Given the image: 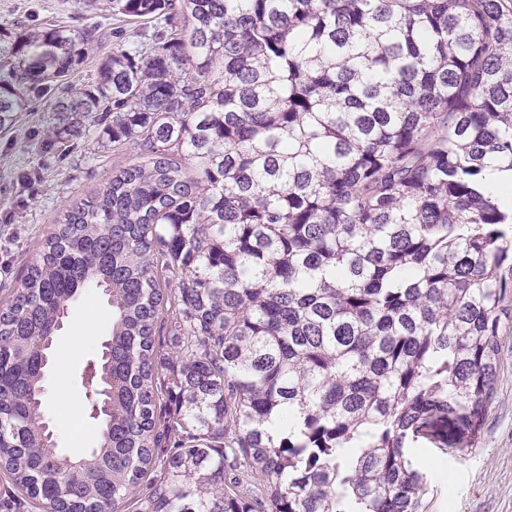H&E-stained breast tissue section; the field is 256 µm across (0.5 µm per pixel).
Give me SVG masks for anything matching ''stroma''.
Here are the masks:
<instances>
[{
  "label": "stroma",
  "mask_w": 512,
  "mask_h": 512,
  "mask_svg": "<svg viewBox=\"0 0 512 512\" xmlns=\"http://www.w3.org/2000/svg\"><path fill=\"white\" fill-rule=\"evenodd\" d=\"M0 26L15 34L52 26L91 31L87 56L68 78L76 90L91 84L113 48L135 41L141 28L108 9L76 12L72 0H0ZM59 94L54 87L30 93L27 110L0 127V307L21 287L55 225L136 157L134 147L113 146L104 136L112 123L105 112L90 113L81 136L55 138L51 106ZM108 314L102 292H86L58 333L55 355L68 361L70 416L59 417L51 400L52 367L46 372L44 409L60 452L79 453L96 443L98 425L86 410L82 377L109 334ZM76 336L92 342L73 347ZM501 345L495 398L474 446L460 453L426 437L413 444L430 484L423 512H512V323L503 325Z\"/></svg>",
  "instance_id": "stroma-1"
}]
</instances>
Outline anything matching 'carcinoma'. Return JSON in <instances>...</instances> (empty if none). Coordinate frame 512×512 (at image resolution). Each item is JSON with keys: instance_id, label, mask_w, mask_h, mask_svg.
I'll use <instances>...</instances> for the list:
<instances>
[{"instance_id": "carcinoma-1", "label": "carcinoma", "mask_w": 512, "mask_h": 512, "mask_svg": "<svg viewBox=\"0 0 512 512\" xmlns=\"http://www.w3.org/2000/svg\"><path fill=\"white\" fill-rule=\"evenodd\" d=\"M108 2L143 22L137 44L56 99L54 130L110 112L137 161L57 225L0 310V471L45 512L132 495L134 512H421L411 443L475 442L512 317V211L483 185L512 170V0ZM4 37L0 125L91 41ZM94 288L112 307L86 386L102 426L70 455L45 368Z\"/></svg>"}]
</instances>
